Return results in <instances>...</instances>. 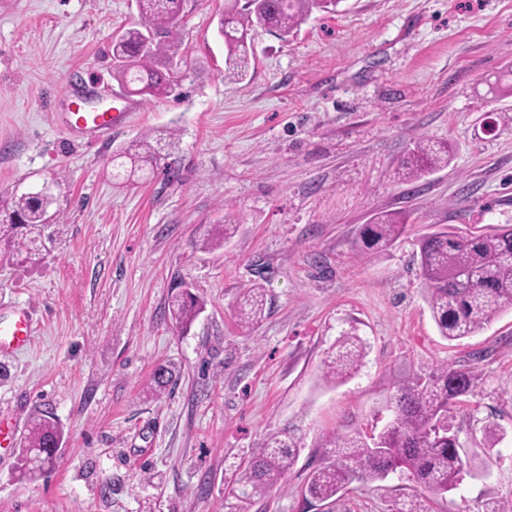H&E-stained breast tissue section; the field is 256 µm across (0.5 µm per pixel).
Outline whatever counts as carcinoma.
Wrapping results in <instances>:
<instances>
[{
    "instance_id": "cac0c4a2",
    "label": "carcinoma",
    "mask_w": 512,
    "mask_h": 512,
    "mask_svg": "<svg viewBox=\"0 0 512 512\" xmlns=\"http://www.w3.org/2000/svg\"><path fill=\"white\" fill-rule=\"evenodd\" d=\"M341 0H224L219 33L224 37V73L243 79L253 54L252 35L257 29L276 30L286 37L315 10H336ZM184 0H137L143 23L126 28L112 40V67L128 92L154 98L165 97L174 88L172 48L177 42ZM130 155L136 162L156 164L159 152L144 142ZM446 144L421 140L397 168L398 181L415 182L431 171L448 165ZM48 201L22 194L0 206V239L13 253L30 260L47 221ZM407 220L398 214L376 216L364 225L362 246L388 247L405 231ZM418 261L425 300L444 339L469 338L484 330L501 313L512 309V230L503 233L462 235L450 228L424 237ZM265 289H246L238 317L248 327L264 317ZM202 303L180 290L171 300V316L186 329ZM366 345L351 330L341 335L322 361L321 380L337 385L351 378L363 363ZM175 371L160 366L153 375L151 394L165 392ZM475 374L466 368L442 365L426 379L404 385L393 395L392 420L376 435L334 430L322 436L325 462L308 477V495L321 503H335L358 480L367 485L394 472L407 471L420 489L408 498L394 501L392 512H433V498L455 488L462 474L479 469L485 460L460 455L457 432L448 425L450 405L474 384ZM62 431L52 416L34 418L21 441L23 475L36 472L33 459L44 452V466L53 463ZM301 447L300 438L287 432L269 436L252 450L237 468L227 497L236 500L238 512L283 486Z\"/></svg>"
}]
</instances>
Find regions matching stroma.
<instances>
[{
	"label": "stroma",
	"mask_w": 512,
	"mask_h": 512,
	"mask_svg": "<svg viewBox=\"0 0 512 512\" xmlns=\"http://www.w3.org/2000/svg\"><path fill=\"white\" fill-rule=\"evenodd\" d=\"M224 0H185L177 55L190 76L169 96H135L107 144L71 138V80H96L118 106L112 40L139 22L136 0H0V202L49 184L51 221L34 263L0 244V312L27 309L30 345L0 354V512H231L224 484L272 433L303 446L282 489L251 512H319L305 487L328 431H379L397 386L448 364L474 393L449 422L462 451L492 465L435 499L481 512L512 499V310L471 338L443 339L424 299L419 239L444 227L512 229V96L488 89L512 65V0H342L288 37L260 30L245 79L224 78ZM497 131L485 132L484 117ZM179 171L131 178L112 158L141 138ZM446 167L415 183L394 171L421 139ZM403 213L405 234L361 251L364 224ZM239 227L213 245L225 218ZM203 303L188 329L168 312L175 284ZM262 284V321L239 299ZM367 344L333 386L320 365L343 330ZM178 379L149 391L158 365ZM63 429L52 466L18 476L38 411ZM417 488L406 473L352 483L331 512H391ZM265 289L259 285L247 288L239 302L238 317L244 327H249L264 317L266 308Z\"/></svg>",
	"instance_id": "1"
}]
</instances>
